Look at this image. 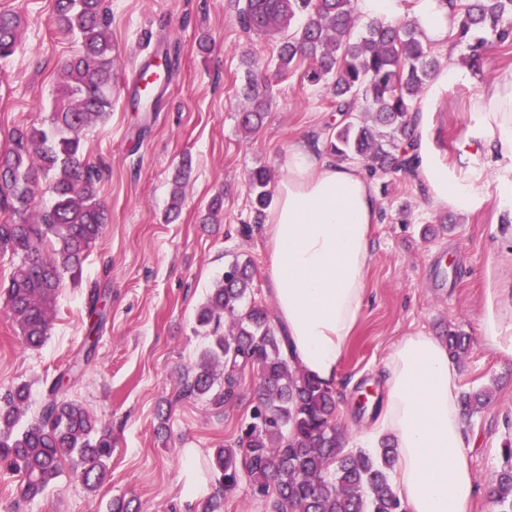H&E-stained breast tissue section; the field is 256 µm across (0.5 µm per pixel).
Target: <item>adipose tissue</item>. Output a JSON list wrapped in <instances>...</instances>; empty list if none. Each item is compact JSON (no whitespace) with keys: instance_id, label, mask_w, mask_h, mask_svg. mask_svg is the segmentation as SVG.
<instances>
[{"instance_id":"obj_1","label":"adipose tissue","mask_w":512,"mask_h":512,"mask_svg":"<svg viewBox=\"0 0 512 512\" xmlns=\"http://www.w3.org/2000/svg\"><path fill=\"white\" fill-rule=\"evenodd\" d=\"M356 10L383 22L410 15L425 39L442 46L457 18L454 0H356ZM471 108L480 126L461 148L489 156L494 175L512 192V68L497 71ZM422 175L436 204L461 215L476 207L474 183L427 162ZM379 217L376 192L357 164L331 161L304 144L289 151L265 218L268 279L289 361L328 385L338 378L361 316L370 229ZM384 387L371 438L390 437L397 448L392 483L402 506L407 512H468L476 483L446 344L425 334L401 339L386 359Z\"/></svg>"}]
</instances>
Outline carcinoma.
Segmentation results:
<instances>
[{
    "label": "carcinoma",
    "instance_id": "obj_1",
    "mask_svg": "<svg viewBox=\"0 0 512 512\" xmlns=\"http://www.w3.org/2000/svg\"><path fill=\"white\" fill-rule=\"evenodd\" d=\"M64 32L75 36L79 52L60 66L58 97L48 129L16 128L12 147L0 151V255L17 259L5 289V306L29 349L44 345L55 312L61 276L82 269L89 250L103 237L107 208L99 197V170L85 160L82 132L106 117L112 107L111 22L102 0H55ZM455 44L477 61L490 44L512 40V0H460ZM244 27L258 35L284 32L278 66L305 62L304 77L322 85L333 98L340 124L329 133L326 150L340 161L360 158L371 176L410 170L416 153L413 104L440 68V59L413 19L368 22L355 35L360 16L355 0H245ZM21 44V20L0 13V58ZM371 99L372 123L353 117L359 98ZM245 108L239 124L246 134L263 123L268 111L265 77L256 62L248 64L240 89ZM191 162L173 179L167 218L178 216L183 180ZM49 179L47 208L36 207L40 178ZM270 172L250 173L249 190L257 216L271 201ZM253 273L249 263L234 260L197 313L205 328L233 321L234 331L212 337L188 372L178 398L205 399L216 407L238 399L237 384L248 368L259 373L249 417L234 444L213 451L211 469L218 490L201 512H224V499L247 481L251 496L266 512H399L390 481L397 450L390 439L370 455L346 450L336 423L331 387L292 367L282 350L266 308L246 303ZM98 289L88 296L89 316L96 317L86 337L84 360L95 354L104 315ZM452 358L466 351V336L446 333ZM79 363L47 383L39 413L18 427L29 392L18 385L0 395V464L21 476L20 497L43 493L68 463L84 487L96 489L107 475L112 432L99 426L85 407L64 397L68 378ZM483 390L461 395V411L472 419L489 402ZM505 465L492 477L490 494L499 512H512V447L503 449Z\"/></svg>",
    "mask_w": 512,
    "mask_h": 512
}]
</instances>
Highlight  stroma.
<instances>
[{
  "label": "stroma",
  "instance_id": "obj_1",
  "mask_svg": "<svg viewBox=\"0 0 512 512\" xmlns=\"http://www.w3.org/2000/svg\"><path fill=\"white\" fill-rule=\"evenodd\" d=\"M112 20L114 70L125 81L149 45L178 47L169 80L171 102L162 112H140L115 93L110 114L84 132L86 158L100 169V197L108 224L79 276L64 274L55 317L44 346L30 350L0 305V394L29 387L27 416L43 403L45 382L66 369L87 331V295H105L106 320L96 356L67 390L112 431L107 476L87 491L77 475L59 474L45 492L21 500L19 478L0 467V512H110L112 501L133 498L141 512H200L217 483L210 471L214 448L234 442L258 383L246 370L239 399L214 408L178 399L180 377L205 345L195 312L225 264L251 262L249 295L267 309L275 302L266 276L269 229L258 222L248 174L266 167L273 182L286 174L289 149L306 142L324 149L338 116L326 88L309 85L302 69L281 71L278 33L244 31L239 0H104ZM17 13L23 48L0 59V148L17 127L50 124L58 68L79 50L56 20L54 0H0ZM266 69L270 107L262 126L245 135L238 123L239 91L249 58ZM512 66V41L493 43L464 81L433 88L420 114L422 146L433 165L466 180L481 177L483 202L468 215L434 204L420 177L392 171L373 178L380 221L370 230L372 250L360 321L340 364L336 420L350 451L365 450L374 407L363 398L383 394V371L403 337L463 331L467 353L456 361L459 391L489 389L490 403L464 423L470 469L479 491L470 512H498L490 480L512 443V358L493 351L480 323L489 297L512 289V203L486 175L484 156L462 154L460 140L479 119L472 98L499 68ZM190 159L181 211L165 217L174 169ZM224 195L223 221L203 223L216 193ZM169 407L167 422L158 413Z\"/></svg>",
  "mask_w": 512,
  "mask_h": 512
}]
</instances>
